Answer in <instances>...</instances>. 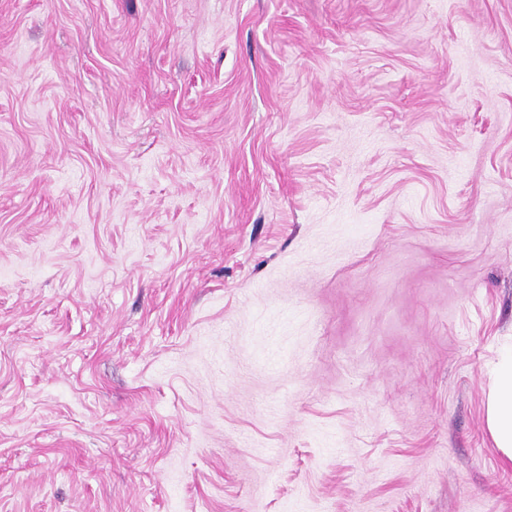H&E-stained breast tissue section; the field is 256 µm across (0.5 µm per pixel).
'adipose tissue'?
<instances>
[{
    "instance_id": "ef3b65f1",
    "label": "adipose tissue",
    "mask_w": 512,
    "mask_h": 512,
    "mask_svg": "<svg viewBox=\"0 0 512 512\" xmlns=\"http://www.w3.org/2000/svg\"><path fill=\"white\" fill-rule=\"evenodd\" d=\"M493 382L486 400V425L495 448L512 463V347L502 351L491 369Z\"/></svg>"
}]
</instances>
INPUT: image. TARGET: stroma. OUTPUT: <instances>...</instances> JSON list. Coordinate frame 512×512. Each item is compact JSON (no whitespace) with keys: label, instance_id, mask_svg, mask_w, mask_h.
<instances>
[{"label":"stroma","instance_id":"obj_1","mask_svg":"<svg viewBox=\"0 0 512 512\" xmlns=\"http://www.w3.org/2000/svg\"><path fill=\"white\" fill-rule=\"evenodd\" d=\"M512 0H0V512H512ZM493 382L486 400V425L503 460L512 463V347L491 369Z\"/></svg>","mask_w":512,"mask_h":512}]
</instances>
